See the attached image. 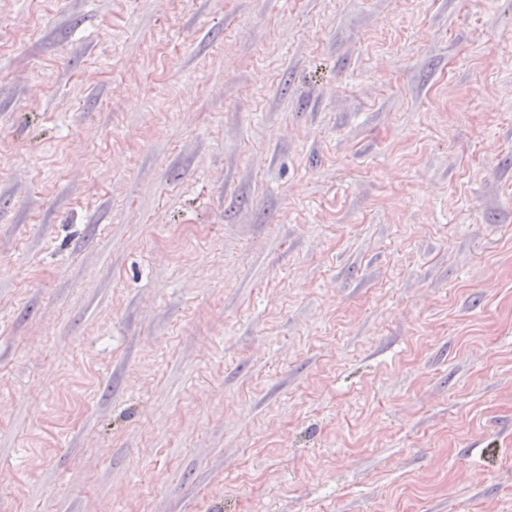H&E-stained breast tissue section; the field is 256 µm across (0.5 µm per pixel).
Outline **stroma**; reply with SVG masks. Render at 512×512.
<instances>
[{"mask_svg": "<svg viewBox=\"0 0 512 512\" xmlns=\"http://www.w3.org/2000/svg\"><path fill=\"white\" fill-rule=\"evenodd\" d=\"M0 512H512V0H0Z\"/></svg>", "mask_w": 512, "mask_h": 512, "instance_id": "35a3bbf8", "label": "stroma"}]
</instances>
